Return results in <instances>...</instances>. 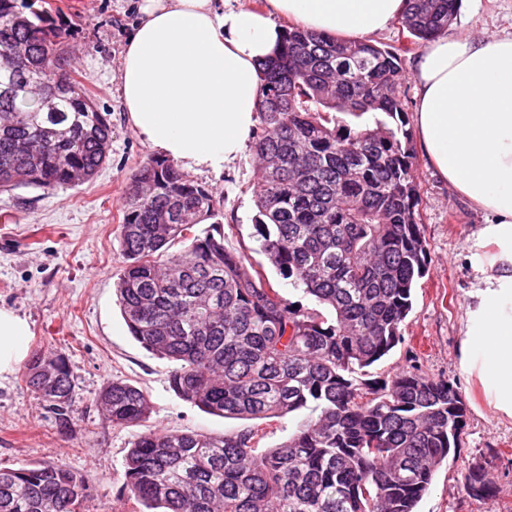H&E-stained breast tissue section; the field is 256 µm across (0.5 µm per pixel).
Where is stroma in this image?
Segmentation results:
<instances>
[{"label":"stroma","mask_w":512,"mask_h":512,"mask_svg":"<svg viewBox=\"0 0 512 512\" xmlns=\"http://www.w3.org/2000/svg\"><path fill=\"white\" fill-rule=\"evenodd\" d=\"M141 0H46L66 36L61 49L75 77L112 124V151L93 180L75 188L19 187L0 192V307L25 318L31 352L65 356L73 389L68 421L45 406L23 369L0 377V467L52 462L85 482L84 512H143L127 498L125 458L138 435L183 430L221 435L246 421L201 411L171 389L172 361L145 350L129 334L115 284L125 266L117 227L129 179L151 151L128 122L119 95L124 46L140 17ZM449 34L512 32V0H480L457 14ZM419 213L429 251L428 271L415 290L403 340L371 370L378 380L417 367L432 379L457 385L467 424L457 454L449 456L417 505V512H512V419L489 406L461 366V341L474 263L489 253L478 232L484 212L443 182L423 152L413 169ZM223 199L220 220L233 226L229 248L250 243L257 182L251 148L218 172L194 176ZM115 379L147 395L151 413L134 426H115L97 404ZM481 465L496 488L483 501L467 492L463 477Z\"/></svg>","instance_id":"35a3bbf8"}]
</instances>
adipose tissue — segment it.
I'll return each instance as SVG.
<instances>
[{
    "label": "adipose tissue",
    "instance_id": "ef3b65f1",
    "mask_svg": "<svg viewBox=\"0 0 512 512\" xmlns=\"http://www.w3.org/2000/svg\"><path fill=\"white\" fill-rule=\"evenodd\" d=\"M405 0H266L216 12L212 0H143L122 53L119 92L133 130L156 154L195 173L242 153L257 123L260 64L283 35L278 18L338 40L390 27ZM412 76L415 122L439 177L490 218L491 249L474 267L463 368L487 403L512 418V37L443 36ZM29 327L0 307V376L27 359Z\"/></svg>",
    "mask_w": 512,
    "mask_h": 512
}]
</instances>
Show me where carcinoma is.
<instances>
[{
    "label": "carcinoma",
    "instance_id": "obj_1",
    "mask_svg": "<svg viewBox=\"0 0 512 512\" xmlns=\"http://www.w3.org/2000/svg\"><path fill=\"white\" fill-rule=\"evenodd\" d=\"M457 2L407 0L402 48L289 27L262 64L251 239L316 306L286 301L249 263L251 247L225 246L221 197L173 162L148 157L132 174L116 284L130 335L176 362L171 388L211 414L310 415L276 448L260 447L253 428L144 432L125 460L128 498L160 512H415L461 446L467 413L454 384L415 368L370 378L401 342L428 265L402 54L447 31ZM61 37L38 0H0V191L76 187L109 159L110 121L72 76ZM25 378L66 415L64 357L34 354ZM99 400L115 426L150 414L124 380ZM464 479L473 496L493 497L483 467ZM84 499L82 478L57 465L0 467V512H81Z\"/></svg>",
    "mask_w": 512,
    "mask_h": 512
}]
</instances>
